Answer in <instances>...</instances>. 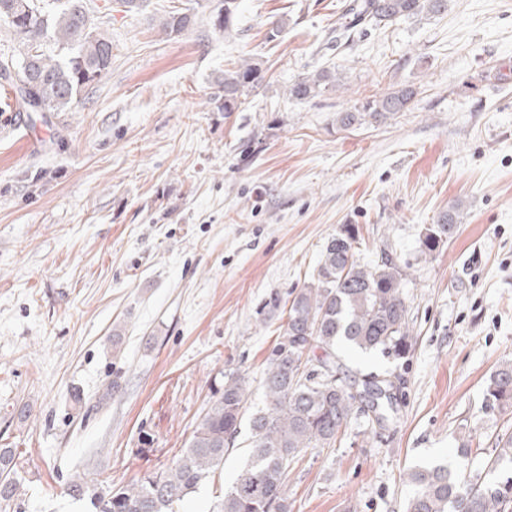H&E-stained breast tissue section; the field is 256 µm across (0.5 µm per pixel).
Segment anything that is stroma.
Returning <instances> with one entry per match:
<instances>
[{
	"label": "stroma",
	"instance_id": "stroma-1",
	"mask_svg": "<svg viewBox=\"0 0 512 512\" xmlns=\"http://www.w3.org/2000/svg\"><path fill=\"white\" fill-rule=\"evenodd\" d=\"M94 2L113 45L100 82L73 111L0 120V448L16 451L19 512H76L78 474L122 485L168 467L226 374L262 408L284 305L347 225L361 262L396 257L414 346L398 362L337 346L349 376L394 380L396 415L371 427L355 413L335 445L301 453L289 512H406L408 469L482 466L512 431V412L481 411L512 359V0H448L339 47L347 0H241L229 36L208 24L211 0ZM173 6L196 18L168 37ZM248 58L264 86L217 112L218 77ZM322 67L340 87L288 99ZM405 84L406 111L338 127L337 112ZM454 202L456 236L422 255ZM250 442L242 428L175 512H212Z\"/></svg>",
	"mask_w": 512,
	"mask_h": 512
}]
</instances>
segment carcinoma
<instances>
[{"label": "carcinoma", "mask_w": 512, "mask_h": 512, "mask_svg": "<svg viewBox=\"0 0 512 512\" xmlns=\"http://www.w3.org/2000/svg\"><path fill=\"white\" fill-rule=\"evenodd\" d=\"M447 9L448 0H354L336 22V41ZM239 10L240 0H216L210 25L231 34ZM193 22L190 13L174 6L159 27L171 37ZM0 30L11 43V50L0 54V88L5 94L0 112L28 113L38 104L48 112H70L82 92L99 82L112 64V38L98 25L87 0H0ZM266 73L263 61L255 58L225 70L211 101L226 115L239 111L247 96L264 85ZM337 84L336 70L320 68L289 83L286 92L290 99L310 101ZM416 95L412 85L392 88L338 112L336 123L350 128L368 119L384 122L408 109ZM459 211L460 204L454 203L425 228L422 254L431 256L451 242ZM358 240V229L348 225L329 239L316 277L292 299L286 327L264 373V408L245 415L246 382L226 374L224 388L208 402L173 465L121 486L78 475L68 483V495L85 502L88 512H171L224 464L225 449L246 422L251 448L214 512H288L291 462L306 448L335 444L357 404L372 400L373 386L392 387L390 380L372 374L348 383L332 357L336 345L398 360L412 348L399 265L388 254L373 265L361 263L356 257ZM317 349L325 357L318 360V368L304 370ZM484 402L492 411L512 408V361L501 363L490 376ZM14 459V449L0 448V512H11L23 491ZM486 468L493 478L478 468L455 474L443 465L410 469L407 482L413 494L407 512H512V432L497 438Z\"/></svg>", "instance_id": "carcinoma-1"}]
</instances>
